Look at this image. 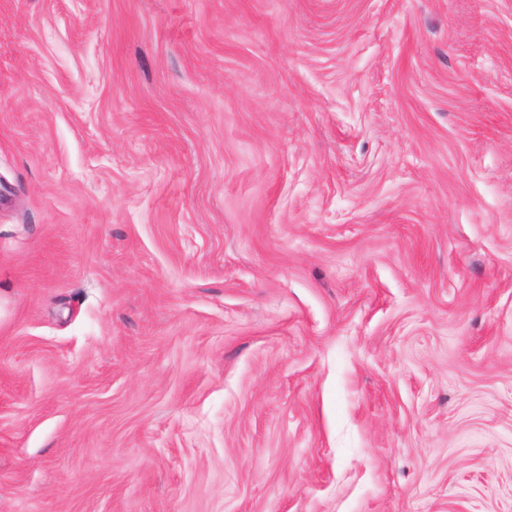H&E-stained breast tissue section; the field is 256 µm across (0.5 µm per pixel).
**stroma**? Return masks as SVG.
<instances>
[{
  "mask_svg": "<svg viewBox=\"0 0 512 512\" xmlns=\"http://www.w3.org/2000/svg\"><path fill=\"white\" fill-rule=\"evenodd\" d=\"M0 512H512V0H0Z\"/></svg>",
  "mask_w": 512,
  "mask_h": 512,
  "instance_id": "1",
  "label": "stroma"
}]
</instances>
